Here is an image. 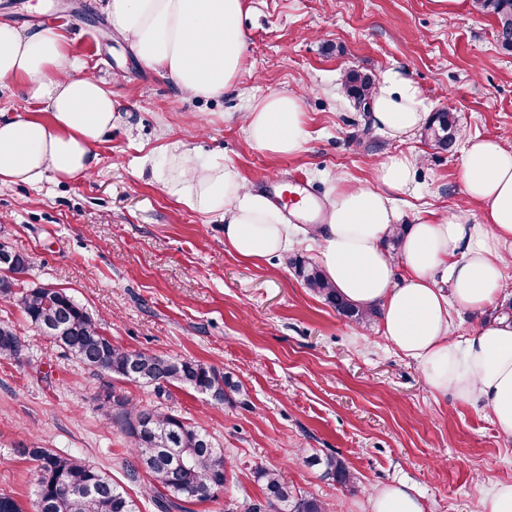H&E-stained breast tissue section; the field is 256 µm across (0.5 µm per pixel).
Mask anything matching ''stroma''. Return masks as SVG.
Masks as SVG:
<instances>
[{"instance_id": "35a3bbf8", "label": "stroma", "mask_w": 512, "mask_h": 512, "mask_svg": "<svg viewBox=\"0 0 512 512\" xmlns=\"http://www.w3.org/2000/svg\"><path fill=\"white\" fill-rule=\"evenodd\" d=\"M70 16L72 57L103 79L122 119L97 145L89 177L0 185V245L27 254L25 285L64 290L129 349L196 360L230 373L244 400L221 406L185 388L153 387L91 372L37 335L17 301L0 320L25 340L21 360L0 364V490L30 505L36 469L23 448L81 455L123 481L130 442L107 427L111 393L162 406L206 429L223 448L227 485L190 512H246L265 499L256 477L275 468L294 491L331 512H370L372 492L403 483L424 512H474L512 481V436L480 405L431 393L419 365L386 340L380 320L357 325L305 288L286 258L246 261L224 243V224L167 194L152 176L169 145L233 165L256 190L265 178L303 181L317 193L316 224L336 178L374 184L372 159L420 154L416 191L396 197L401 221L452 211L463 194V152L398 141L372 128L346 95L348 70L406 71L430 111L453 112L464 138L512 150V54L492 16L472 0H243L245 70L237 93L185 96L137 60L101 0H0V21L31 29ZM296 91L309 133L303 152L256 150L240 116L254 97ZM333 454L359 483L348 489L309 466Z\"/></svg>"}]
</instances>
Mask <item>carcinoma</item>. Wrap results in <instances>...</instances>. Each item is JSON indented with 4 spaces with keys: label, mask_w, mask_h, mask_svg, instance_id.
<instances>
[{
    "label": "carcinoma",
    "mask_w": 512,
    "mask_h": 512,
    "mask_svg": "<svg viewBox=\"0 0 512 512\" xmlns=\"http://www.w3.org/2000/svg\"><path fill=\"white\" fill-rule=\"evenodd\" d=\"M472 2L478 11L495 17L500 28L497 36L512 34V0ZM374 86L371 74L352 69L345 75L346 94L357 104L368 102ZM458 135L456 116L449 111L433 113L422 132L434 148L448 152ZM14 256L13 268L0 274V297L17 299L39 335L47 328L55 329L49 340L85 368L117 381L152 386L159 392L169 386L188 388L214 405L244 393L242 382L199 361L113 343L86 308L64 291L24 287L20 276L29 269L30 259L19 252ZM288 264L303 285L339 315L356 323L379 316L377 310L359 308L342 297L309 258L296 255ZM26 349L14 326L0 321V362L20 361ZM108 421L130 438L129 458L123 467L127 481L141 485L142 495L158 512H189L185 504L209 500L227 484L224 449L202 427L173 411L132 405L123 395L114 394ZM22 454L36 462L33 512H140L137 500L123 485L76 454L47 448H24ZM309 464L322 465L338 484L355 487L356 477L340 459L315 456ZM257 474L269 512H330L322 500L290 489L278 470L262 468Z\"/></svg>",
    "instance_id": "1"
}]
</instances>
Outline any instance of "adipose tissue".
I'll list each match as a JSON object with an SVG mask.
<instances>
[{"label":"adipose tissue","mask_w":512,"mask_h":512,"mask_svg":"<svg viewBox=\"0 0 512 512\" xmlns=\"http://www.w3.org/2000/svg\"><path fill=\"white\" fill-rule=\"evenodd\" d=\"M102 9L139 62L185 95L218 99L237 91L243 0H102ZM17 79L28 80L31 99L50 118L0 114V185L91 176L95 148L120 110L105 82L76 63L61 32L0 22V85ZM427 117V100L414 80L394 69L380 76L371 97L375 127L403 141ZM242 127L257 150L300 153L306 143L302 99L292 91L253 99ZM419 165L415 153L390 154L377 162L374 185L336 181L321 223L302 227L286 222L233 165L205 162L180 145L168 148L161 180L178 202L221 214L224 242L241 259L282 255L302 236L318 239L326 279L357 306L381 309L384 337L420 364L430 390L483 402L498 430L512 436V325H483L461 341L449 334L450 306L485 311L512 263V151L494 138L469 139L463 192L469 205L481 208L483 223H470L467 208L420 220L405 228L393 255L384 248L400 220L393 196L413 185Z\"/></svg>","instance_id":"adipose-tissue-1"}]
</instances>
